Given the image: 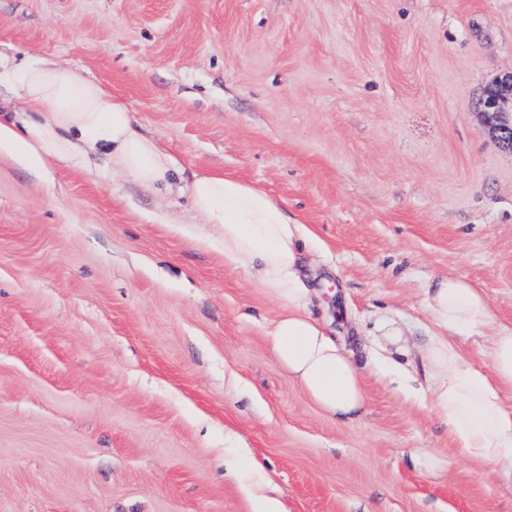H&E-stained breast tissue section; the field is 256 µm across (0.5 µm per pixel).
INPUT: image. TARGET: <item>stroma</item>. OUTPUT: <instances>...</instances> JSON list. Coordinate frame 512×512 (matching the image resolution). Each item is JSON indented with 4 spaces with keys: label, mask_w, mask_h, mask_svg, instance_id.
I'll return each mask as SVG.
<instances>
[{
    "label": "stroma",
    "mask_w": 512,
    "mask_h": 512,
    "mask_svg": "<svg viewBox=\"0 0 512 512\" xmlns=\"http://www.w3.org/2000/svg\"><path fill=\"white\" fill-rule=\"evenodd\" d=\"M0 53L83 69L178 166L287 201L367 393L340 423L289 378L256 273L175 231L203 225L187 193L1 154L0 512H255L264 476L288 512H512V463L379 369L441 334L439 275L512 328V151L480 108L512 0H0Z\"/></svg>",
    "instance_id": "35a3bbf8"
}]
</instances>
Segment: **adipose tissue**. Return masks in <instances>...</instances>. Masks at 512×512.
Instances as JSON below:
<instances>
[{"label": "adipose tissue", "mask_w": 512, "mask_h": 512, "mask_svg": "<svg viewBox=\"0 0 512 512\" xmlns=\"http://www.w3.org/2000/svg\"><path fill=\"white\" fill-rule=\"evenodd\" d=\"M0 154L28 167L53 164L92 178L120 172L156 191L182 181L203 229L182 235L224 258L233 271H253L281 312L270 330L276 362L325 413L357 419L366 406L362 372L351 353L313 314L315 293L303 273L305 224L285 201L229 176H186L158 140L136 127L128 106L83 71L36 59L18 67L0 60ZM427 306L447 336H433L417 362L435 407L468 458L512 459V409L499 391L512 386V329L495 328L486 295L461 277L432 279ZM492 337V372L484 374L452 336Z\"/></svg>", "instance_id": "1"}]
</instances>
